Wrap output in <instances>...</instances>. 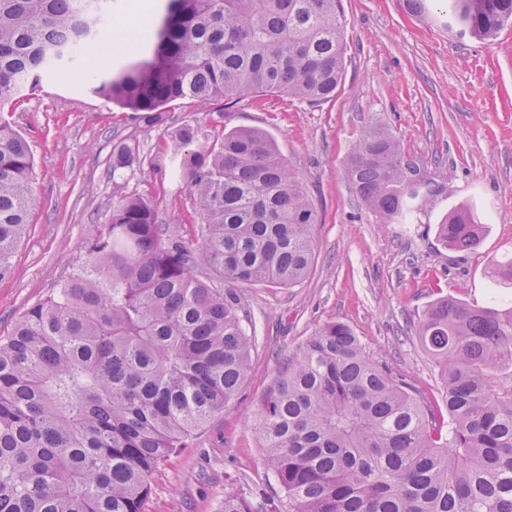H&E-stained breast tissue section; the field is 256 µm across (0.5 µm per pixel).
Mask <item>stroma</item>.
Returning a JSON list of instances; mask_svg holds the SVG:
<instances>
[{
    "label": "stroma",
    "instance_id": "obj_1",
    "mask_svg": "<svg viewBox=\"0 0 512 512\" xmlns=\"http://www.w3.org/2000/svg\"><path fill=\"white\" fill-rule=\"evenodd\" d=\"M115 9L87 69L103 53L116 66L147 59L136 33L146 23L160 26L166 0H117ZM340 13L345 71L335 97L317 107L267 95L224 110L178 107L147 127L91 93L82 73L65 72L0 108L31 146L37 197L29 233L0 279L1 335L83 262L86 242L108 221L114 187L151 200L160 223L180 227L193 209L192 190L175 169L173 142L183 124L205 135L263 131L319 213L314 264L301 283L240 288L253 340L248 378L222 413L153 472L145 512H221L228 488L258 512H281L283 492L259 435L261 404L281 363L326 323L347 324L374 358L442 406L437 369L414 327L444 295L488 303L489 267L512 253V27L492 41L461 38L411 16L404 0H341ZM371 124L395 135L439 187L410 223H383L348 178L355 141ZM120 143L136 149L132 167L113 168ZM459 207L485 226L471 251L450 249L437 235Z\"/></svg>",
    "mask_w": 512,
    "mask_h": 512
}]
</instances>
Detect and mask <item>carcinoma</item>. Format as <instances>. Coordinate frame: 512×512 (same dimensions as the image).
Listing matches in <instances>:
<instances>
[{
	"mask_svg": "<svg viewBox=\"0 0 512 512\" xmlns=\"http://www.w3.org/2000/svg\"><path fill=\"white\" fill-rule=\"evenodd\" d=\"M110 0H0V106L80 64ZM339 0H168L166 26L137 40L148 61L87 76L90 91L148 126L174 105H233L281 93L311 106L336 95L346 44ZM460 34L493 39L512 0H448ZM182 126L192 187L185 235L155 205L116 189L84 265L0 336V512H145L150 478L224 411L250 369L238 285L291 287L314 260L317 211L269 137ZM112 151V167L134 163ZM398 140L366 128L349 180L387 224L437 191L412 181ZM30 145L0 120V278L36 206ZM484 225L455 209L441 241L472 250ZM207 267L224 278L215 288ZM489 277L512 285V257ZM417 339L446 411L330 322L284 363L261 405V438L289 512H512V306L440 297ZM224 512H256L224 491Z\"/></svg>",
	"mask_w": 512,
	"mask_h": 512,
	"instance_id": "1",
	"label": "carcinoma"
}]
</instances>
